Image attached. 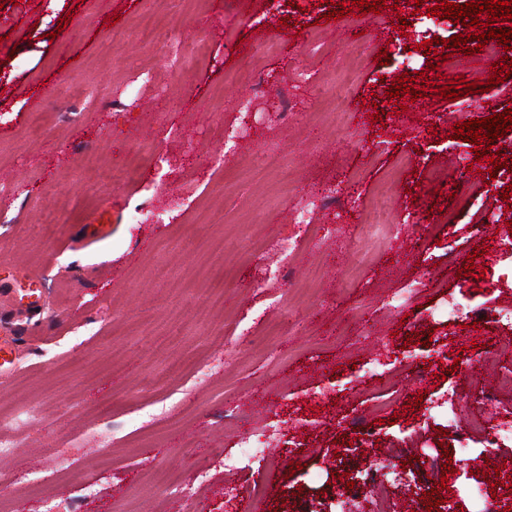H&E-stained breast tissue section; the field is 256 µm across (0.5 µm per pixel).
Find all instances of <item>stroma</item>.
Instances as JSON below:
<instances>
[{
    "mask_svg": "<svg viewBox=\"0 0 512 512\" xmlns=\"http://www.w3.org/2000/svg\"><path fill=\"white\" fill-rule=\"evenodd\" d=\"M444 2L384 0L364 14L352 0H0V182L15 189L0 198V291L29 284L41 297L0 366V409L36 416L8 460L0 512H44L48 500L336 512L347 474L366 479L378 451L400 474L395 512H426L421 487L448 484L449 512H470L466 487L512 491V447H486L475 466L447 458L438 406L471 383L487 391L478 407L458 403L460 419L512 417V391L468 370L490 353L512 369V330L494 323L512 309V253L499 243L512 201L489 174L512 149L487 150L473 172L447 152L456 124L512 108V76L439 95L493 64L476 52L451 71L446 48L420 52L422 32H459L429 20ZM337 5L345 16L328 19ZM201 35L204 63L174 68L160 51ZM270 41L280 53L265 52ZM409 72L426 91L418 110L389 94ZM82 87L97 102L77 99ZM239 122L247 136L214 172L210 156ZM160 142L165 181L151 158ZM133 152L155 181L135 219L126 202L139 182L112 180ZM432 168L445 180L429 181ZM465 178L479 199L459 212L449 186ZM327 183L357 193L292 223ZM485 208L498 222L481 223ZM97 218L111 236L83 243ZM295 238V252L277 250ZM396 291L408 300L393 303ZM452 297L465 308L451 321L438 309ZM375 371L395 376L396 395L365 383ZM353 416L358 430L337 427ZM257 440L266 458L215 468ZM161 470L210 480L187 499L154 481Z\"/></svg>",
    "mask_w": 512,
    "mask_h": 512,
    "instance_id": "obj_1",
    "label": "stroma"
}]
</instances>
